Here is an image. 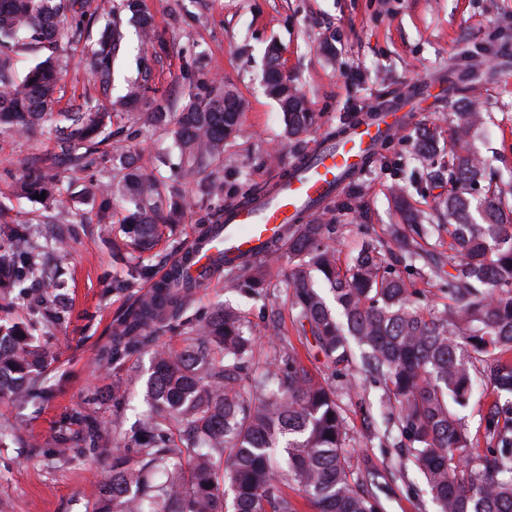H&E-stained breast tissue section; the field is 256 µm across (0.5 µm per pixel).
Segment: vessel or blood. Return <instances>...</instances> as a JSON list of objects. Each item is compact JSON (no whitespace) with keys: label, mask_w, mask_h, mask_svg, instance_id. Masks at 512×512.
<instances>
[{"label":"vessel or blood","mask_w":512,"mask_h":512,"mask_svg":"<svg viewBox=\"0 0 512 512\" xmlns=\"http://www.w3.org/2000/svg\"><path fill=\"white\" fill-rule=\"evenodd\" d=\"M398 122L388 113L376 112L373 119L353 126L336 141H329L310 151L303 168L288 183L274 186L273 198L264 192H248L243 204L226 213L224 237L220 246L190 244V270L210 267L218 251L227 255L262 258L261 245L311 211L312 204L326 203L327 193L359 178L364 171V157L382 134L398 130Z\"/></svg>","instance_id":"obj_1"}]
</instances>
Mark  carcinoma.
I'll return each mask as SVG.
<instances>
[{
    "instance_id": "obj_1",
    "label": "carcinoma",
    "mask_w": 512,
    "mask_h": 512,
    "mask_svg": "<svg viewBox=\"0 0 512 512\" xmlns=\"http://www.w3.org/2000/svg\"><path fill=\"white\" fill-rule=\"evenodd\" d=\"M87 0H0V125L25 133L52 116L63 79L52 56L23 77L11 69L9 51L20 34L51 47L66 37L57 22L64 12L84 14ZM111 17L85 60L103 92L112 90L113 63L121 49L120 15L131 13L142 35L153 41L152 23L139 0H104ZM264 82L284 114L288 137L299 139L315 123L302 97L278 68L271 49ZM147 86L130 85L105 112L85 101L59 112L56 131L62 149L77 166L109 138L112 118L142 106L154 125H172L180 163L162 181L138 172L132 155L120 158L122 172L109 182H92L91 196L118 198L126 205L123 228L139 253L152 250L164 228L179 222L193 195L217 197L224 183L198 175L223 164L224 141L241 124L243 106L229 90L190 98L175 114L163 101L146 96ZM448 145V195L436 210L443 224H427L405 192L394 196L409 232L394 227L396 249L367 237L347 262L336 257V225L313 216L287 225L285 235L266 245L267 254L298 261L287 284L284 306L334 374L358 366L373 375L408 441L406 460L423 476L438 512H512V403L496 404L485 420L494 448H478L461 427L456 409L465 407L480 384L501 398L512 396V198L499 186L492 161L472 149L470 139L486 117L459 112ZM434 134L425 129L414 156L431 157ZM45 190L36 169L20 183V193ZM208 214L198 242L218 240L224 213ZM339 207L359 212L362 196L349 184ZM448 235V250L438 248ZM21 259L33 270L26 236L10 238L6 263ZM445 277V302L420 308L416 292L397 266L416 265ZM224 283L234 290L264 287L262 266L249 259L222 265ZM328 285L335 307L322 291ZM199 287L186 266L173 268L149 296L116 324L112 344L98 361L114 365L133 351L151 352L147 392L154 408L129 429L113 432L112 470L92 512H298L283 486L294 483L311 512H380L378 497L350 464L348 422L336 388L310 377L297 354L259 362L241 316L220 307L201 321H182ZM179 329L181 346L157 343V333ZM51 353L32 343L19 326L0 325V396L25 404L45 397L43 376ZM286 452L287 475L278 478L273 449ZM84 449L60 437L51 464L80 459Z\"/></svg>"
}]
</instances>
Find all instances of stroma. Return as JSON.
Here are the masks:
<instances>
[{"label": "stroma", "instance_id": "stroma-1", "mask_svg": "<svg viewBox=\"0 0 512 512\" xmlns=\"http://www.w3.org/2000/svg\"><path fill=\"white\" fill-rule=\"evenodd\" d=\"M144 14L165 44L160 53L143 44L136 22L124 20L122 49L114 63L113 96L124 95L142 68H149L152 96L179 111L204 86H221L243 102L242 125L224 146L222 166L207 177L221 178L246 193L270 182L282 164L292 162L297 148L319 144L328 131L342 128L349 116L374 106L397 102L399 112L413 117L386 144L398 174L386 170L363 173L362 216L343 215L335 205L322 211L324 221L336 224L335 246L347 259L361 245L365 233L384 234L399 216L391 201V187L402 184L412 202L429 209L448 184L436 176L448 151L450 129L457 121L452 102L465 94L476 111L491 122L480 127L475 147L493 157L501 171H512V0H142ZM66 38L55 51L30 42L12 55L17 76L55 54L66 64L58 110L85 98H98L95 77L82 62L87 36L76 35L73 19H65ZM277 46L280 67L292 79L319 124L300 144L286 137L278 103L264 89L267 50ZM53 122L18 135L0 131V245L6 230H32L40 258L56 271L66 300L60 319L47 320V304L35 281L24 276L0 299V323H26L34 341L54 360L45 373L47 396L37 406L12 398L0 400V512H91L106 470L112 464L111 442L89 440L78 411L96 416L105 432L128 428L145 414L146 380L150 357L133 353L119 370L98 364L99 351L112 342L118 316L143 295L200 230L205 212L224 200L192 198L182 224L167 231L151 252L138 255L124 248L121 202L112 204V229L98 224L99 199L81 200L84 185L111 177L118 155H135L144 173H154L156 157L166 154L178 163L179 153L168 129L144 124L137 115L115 121L112 135L100 146L93 165L75 166L59 149ZM436 135L432 164L413 160L422 130ZM39 168L66 189L64 207L70 223L54 231L42 225L41 200L20 197L17 183L31 168ZM67 239L65 250L53 246L55 234ZM271 287L249 296L226 288L223 275L197 289L184 316L195 321L213 309L229 306L245 320L255 339V355H273V325L287 330V341L298 347L303 364L318 380H334L336 387L356 386L342 402L354 446L350 462L361 474L377 476V495L383 512H435L427 488L413 465L405 461V441L393 436L370 441L371 430L384 429L386 403L372 379L358 371L332 378L322 355L301 347L282 299L296 261L282 256L266 261ZM128 377L126 400L111 399L118 377ZM66 432L72 442L93 444L80 461L51 467L47 458Z\"/></svg>", "mask_w": 512, "mask_h": 512}]
</instances>
